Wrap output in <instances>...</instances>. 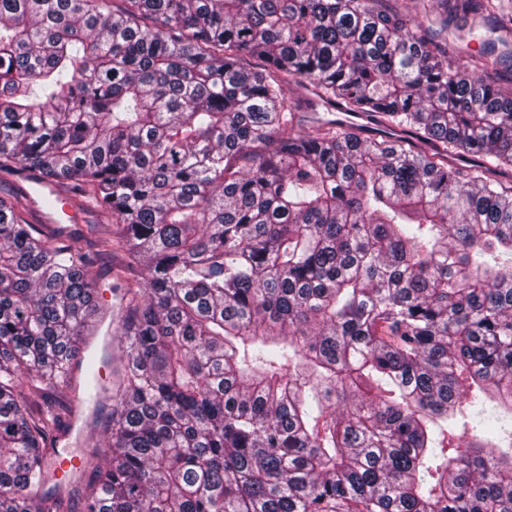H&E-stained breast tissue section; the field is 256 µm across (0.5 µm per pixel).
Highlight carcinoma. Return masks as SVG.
<instances>
[{"label": "carcinoma", "instance_id": "1", "mask_svg": "<svg viewBox=\"0 0 512 512\" xmlns=\"http://www.w3.org/2000/svg\"><path fill=\"white\" fill-rule=\"evenodd\" d=\"M0 0V512H512V0ZM401 127L298 130L286 94ZM454 154L481 161L467 169ZM123 257L96 481L57 476L91 268Z\"/></svg>", "mask_w": 512, "mask_h": 512}]
</instances>
